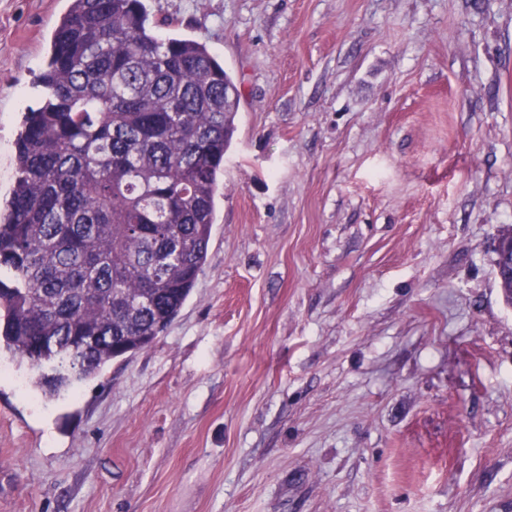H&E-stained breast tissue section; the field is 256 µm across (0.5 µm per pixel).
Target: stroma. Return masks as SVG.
<instances>
[{
  "label": "stroma",
  "instance_id": "obj_1",
  "mask_svg": "<svg viewBox=\"0 0 512 512\" xmlns=\"http://www.w3.org/2000/svg\"><path fill=\"white\" fill-rule=\"evenodd\" d=\"M240 108L165 334L47 398L0 512H512V0H144ZM67 0H0V195Z\"/></svg>",
  "mask_w": 512,
  "mask_h": 512
}]
</instances>
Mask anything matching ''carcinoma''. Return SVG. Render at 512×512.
Listing matches in <instances>:
<instances>
[{
	"instance_id": "cac0c4a2",
	"label": "carcinoma",
	"mask_w": 512,
	"mask_h": 512,
	"mask_svg": "<svg viewBox=\"0 0 512 512\" xmlns=\"http://www.w3.org/2000/svg\"><path fill=\"white\" fill-rule=\"evenodd\" d=\"M0 200V354L48 397L155 343L207 258L240 91L142 0H69Z\"/></svg>"
}]
</instances>
